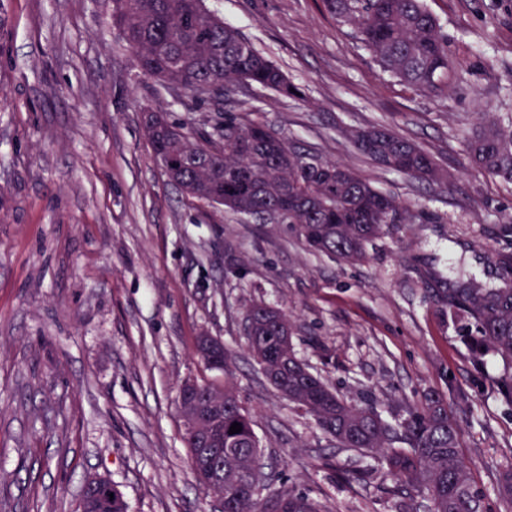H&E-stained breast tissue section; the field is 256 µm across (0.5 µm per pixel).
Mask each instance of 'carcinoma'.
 <instances>
[{
	"label": "carcinoma",
	"instance_id": "obj_1",
	"mask_svg": "<svg viewBox=\"0 0 512 512\" xmlns=\"http://www.w3.org/2000/svg\"><path fill=\"white\" fill-rule=\"evenodd\" d=\"M324 2L339 21L357 29L383 71L423 93L440 96L448 90L454 77L448 37L422 0ZM112 24L133 51L141 77L179 87L196 101L204 100L205 84L219 89L246 84L283 96L293 89L205 0H112ZM143 124L154 158L164 160L168 182L193 199L219 200L236 212L247 203L260 224L277 208L279 223L313 252L358 261L369 244L408 219L407 208L394 197L338 163L291 148L264 124H243L226 112L198 127L157 110L144 112ZM354 142L390 170L422 180L440 177L434 158L393 130L376 128L374 136ZM467 150L474 166L512 182V124L474 131ZM494 261L499 283L483 285L463 275L435 298L448 318L465 323L459 342L475 370V385H483L485 358L497 357L501 370L494 383L512 406V251L497 252ZM246 322L248 349L267 382L336 444L379 457L386 475L421 493L430 512H486L485 495L461 454L462 421L471 412L467 399L450 407L443 395L431 393L389 423L372 402L345 398L310 370L283 339L281 327L291 325L288 315L256 303ZM235 422L242 430L231 434ZM215 427L224 447L198 448L189 439L186 444L200 485L212 465L224 467V512H321L319 502L303 493L259 498L260 441L228 384ZM497 491L512 506V466L500 474ZM83 508L129 512L122 494L111 501L87 494Z\"/></svg>",
	"mask_w": 512,
	"mask_h": 512
}]
</instances>
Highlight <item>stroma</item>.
Segmentation results:
<instances>
[{"label": "stroma", "instance_id": "1", "mask_svg": "<svg viewBox=\"0 0 512 512\" xmlns=\"http://www.w3.org/2000/svg\"><path fill=\"white\" fill-rule=\"evenodd\" d=\"M448 37L458 85L432 96L384 73L322 0H206L298 87L224 98L296 150L343 163L410 219L346 264L286 226L186 197L151 156L141 114L195 124L212 103L137 76L111 0H0V512H76L88 478L129 512H214L189 462L178 403L207 369L198 336L220 337L272 480L263 496L308 494L323 512H397L374 457L337 447L262 376L247 308L291 312L295 350L337 391L389 419L438 392L465 396L461 452L490 512H506L512 408L483 386L432 299L458 270L495 280L512 248V182L470 164L481 113L512 121V0H424ZM387 127L437 162L421 181L360 154L350 131Z\"/></svg>", "mask_w": 512, "mask_h": 512}]
</instances>
